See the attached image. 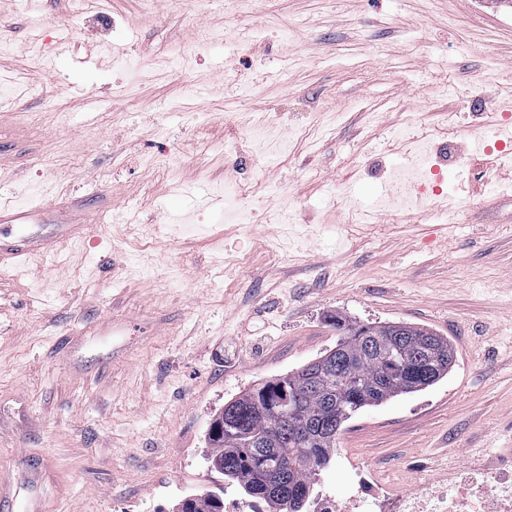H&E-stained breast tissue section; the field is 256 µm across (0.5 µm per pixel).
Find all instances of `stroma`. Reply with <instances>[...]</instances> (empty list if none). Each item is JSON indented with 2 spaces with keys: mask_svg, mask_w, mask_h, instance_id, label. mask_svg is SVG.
Listing matches in <instances>:
<instances>
[{
  "mask_svg": "<svg viewBox=\"0 0 512 512\" xmlns=\"http://www.w3.org/2000/svg\"><path fill=\"white\" fill-rule=\"evenodd\" d=\"M0 0V202L86 223L0 267V473L45 512L221 492L227 402L335 348L331 318L448 339L425 390L356 413L319 477L443 484L512 448V7L502 0ZM247 32L238 42V32ZM457 147L430 214L381 202L419 127ZM418 128L406 129L408 114ZM286 154L266 153L268 138ZM368 223L337 229L350 206ZM295 223L287 251L271 210ZM70 336L76 355L62 351Z\"/></svg>",
  "mask_w": 512,
  "mask_h": 512,
  "instance_id": "35a3bbf8",
  "label": "stroma"
}]
</instances>
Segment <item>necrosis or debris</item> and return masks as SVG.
I'll return each instance as SVG.
<instances>
[{
	"label": "necrosis or debris",
	"instance_id": "necrosis-or-debris-1",
	"mask_svg": "<svg viewBox=\"0 0 512 512\" xmlns=\"http://www.w3.org/2000/svg\"><path fill=\"white\" fill-rule=\"evenodd\" d=\"M441 489L421 483L404 490L379 479L374 469L354 472L353 488L339 497L320 489L307 512H512V448L498 452L490 469L454 470Z\"/></svg>",
	"mask_w": 512,
	"mask_h": 512
}]
</instances>
